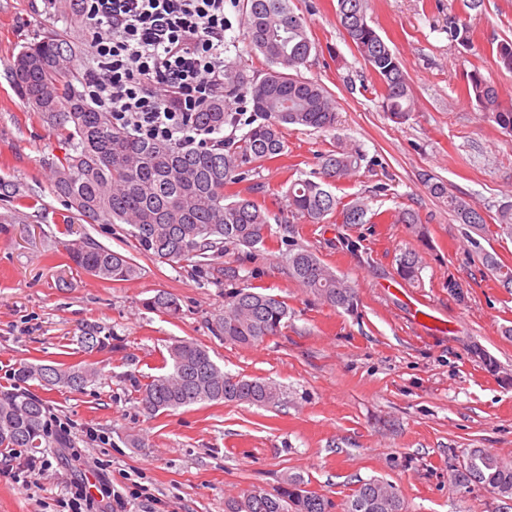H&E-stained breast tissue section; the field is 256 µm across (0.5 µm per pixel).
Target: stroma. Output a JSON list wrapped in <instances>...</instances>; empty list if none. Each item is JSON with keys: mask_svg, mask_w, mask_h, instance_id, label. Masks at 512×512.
I'll list each match as a JSON object with an SVG mask.
<instances>
[{"mask_svg": "<svg viewBox=\"0 0 512 512\" xmlns=\"http://www.w3.org/2000/svg\"><path fill=\"white\" fill-rule=\"evenodd\" d=\"M291 5L317 47L301 73L328 90L341 123L324 133L284 129V154L233 185L278 216L269 238L228 250L204 271L155 261L125 225L83 224L88 237L140 268L132 280L105 283L66 255L67 210L42 164L63 158L65 132L29 111L10 80L15 55L49 22L45 0H0V180L24 195L0 199V386L26 362L89 360L99 372L81 391L31 385L68 424L74 446L43 450L51 466L31 490L3 477L12 461L0 455V512H57L72 479L96 482L102 468L116 482L141 473L168 512H224L225 500L272 490L289 474L336 502L357 481L380 478L398 488L409 512H512V499L450 478L473 448L512 458V292L482 261L488 252L512 265V236L496 228L512 202V138L465 93L477 69L512 106V71L496 56L512 40V0H369L368 15L410 83L414 110L402 124L383 112L372 71L336 20V0ZM452 17L467 24L468 43L449 39ZM339 139L363 160L337 183V196L366 199L381 220L289 219L290 182L318 169ZM428 176L480 210L488 232L471 241L447 203L430 195ZM404 209L419 214L422 228L399 222ZM284 219L291 232L280 228ZM347 238L357 250L346 249ZM290 240L354 287L356 310L322 304L290 277ZM409 250L422 258L415 284L397 274ZM232 287L279 295L287 328L255 346L214 336ZM159 292L177 298V317L146 309ZM88 324L110 331L111 350L82 351ZM177 340L205 345L227 373L276 382L280 403L145 413L137 389ZM90 429L99 441L87 438Z\"/></svg>", "mask_w": 512, "mask_h": 512, "instance_id": "stroma-1", "label": "stroma"}]
</instances>
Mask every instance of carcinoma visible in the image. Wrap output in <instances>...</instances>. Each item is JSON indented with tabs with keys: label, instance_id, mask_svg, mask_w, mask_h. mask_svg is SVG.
Instances as JSON below:
<instances>
[{
	"label": "carcinoma",
	"instance_id": "cac0c4a2",
	"mask_svg": "<svg viewBox=\"0 0 512 512\" xmlns=\"http://www.w3.org/2000/svg\"><path fill=\"white\" fill-rule=\"evenodd\" d=\"M72 0H47L53 21L65 23ZM368 0H336V19L352 47L376 77V94L390 118L400 123L412 112L411 90L399 58L373 27L367 15ZM246 40L250 52L264 58L263 78L250 74L244 65L224 66V97L209 101L194 114L203 129L246 128L237 145L213 143L197 148L175 142L136 137L112 124V114L102 112L80 89L71 63L82 47L66 31L55 26L27 43L10 67V78L24 104L52 126H64L68 152L62 161L47 159L53 171V192L64 198L69 215L66 232L74 220L95 215L104 224H126L140 249L162 263L189 261L197 267L208 259L224 256L231 247H253L266 240L270 211L255 200L226 189L242 182L255 165L273 161L285 150V127L332 130L339 115L330 94L319 83L301 76L316 50L307 32L305 17L297 14L290 0H244ZM470 98L485 112L487 120L512 135V107L499 102L496 86L477 69L467 81ZM246 96L250 113L233 112L226 101ZM363 160L360 150L347 143L321 156L320 171L300 177L286 191L291 217L323 223L338 215L344 224H372L379 218L367 202L344 201L331 187L351 174ZM429 193L448 203L456 218L475 233L485 232L486 220L462 197L441 181L427 182ZM68 259L102 281L135 278L140 268L125 255L88 238L67 244ZM486 266L501 287L512 289V268L490 254ZM289 275L323 303L352 310L353 287L311 250L288 251ZM422 261L407 251L399 258L398 275L405 281L419 280ZM145 306L169 316L179 311L177 300L158 293ZM288 324V306L275 295L250 288H231L224 293V312L213 322L214 335L236 345H256L277 336ZM89 352L112 347V337L101 327L90 328L81 337ZM165 372L138 389L139 403L150 414L177 410L202 402L247 403L274 406L282 391L272 381L247 379L224 372L202 345L177 340L163 357ZM97 367L23 364L13 374L15 384L0 389V448H69L68 434L46 403L25 387L79 390L95 381ZM459 485L487 486L498 495L512 498V461L493 456L482 448L471 449L464 466L454 470ZM224 512H408L392 483L383 479L358 482L340 503L308 488L299 475L285 477L269 492L253 488L224 501Z\"/></svg>",
	"mask_w": 512,
	"mask_h": 512
}]
</instances>
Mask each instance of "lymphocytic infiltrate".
Wrapping results in <instances>:
<instances>
[{"label": "lymphocytic infiltrate", "instance_id": "f902f5d3", "mask_svg": "<svg viewBox=\"0 0 512 512\" xmlns=\"http://www.w3.org/2000/svg\"><path fill=\"white\" fill-rule=\"evenodd\" d=\"M225 0H75L76 21L91 32L83 80L92 103L134 135L190 147L193 121L224 94V48L233 21ZM106 504L85 482L70 484L61 512H130L132 501L161 506L148 485L114 486L101 474Z\"/></svg>", "mask_w": 512, "mask_h": 512}]
</instances>
